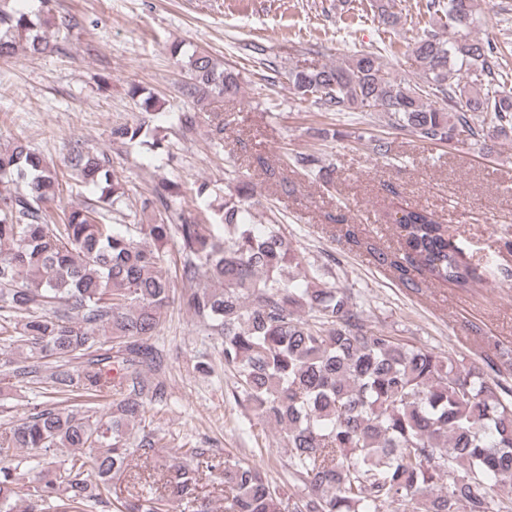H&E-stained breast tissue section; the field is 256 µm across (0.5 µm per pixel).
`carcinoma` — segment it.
Returning <instances> with one entry per match:
<instances>
[{
  "instance_id": "obj_1",
  "label": "carcinoma",
  "mask_w": 512,
  "mask_h": 512,
  "mask_svg": "<svg viewBox=\"0 0 512 512\" xmlns=\"http://www.w3.org/2000/svg\"><path fill=\"white\" fill-rule=\"evenodd\" d=\"M14 2L0 0V59L20 49L44 54L41 19ZM395 7L396 0H377L383 23L397 22ZM426 7L435 28L411 48L426 87L393 80L384 56L368 51L344 64L296 67L293 90L328 111L378 108L392 127L427 143L478 135L477 113L501 133L512 130V72L496 60L494 43L469 37L482 0H427ZM171 53L185 57L183 95L198 102L238 95V74L209 53L186 55L179 45ZM453 66L465 82L448 83ZM130 95L138 115L112 126V141L164 149L154 93L133 86ZM171 119L184 137L199 126L197 112ZM230 124L217 117L207 126L219 149ZM278 164L326 184L333 173L310 154H286ZM65 167L63 174L22 140L0 149V183L22 184L0 193V389L33 384L49 394L0 432V512H17L21 499L28 512H96L131 458L152 465L159 441L146 410L169 394L144 371L164 372L155 336L176 301L200 333L221 337L235 404L274 423L287 456L278 481L205 448L153 465L184 512H208L198 491L202 470L221 474L224 512H512V497L494 490L512 479L511 382L367 327L350 293L323 285L312 264L300 282L289 275L299 258L281 219L255 223L247 182L217 205L208 184L191 188L207 202L200 219L179 208L181 184L161 181L141 202L149 222L112 224L126 207V177L108 154L76 139ZM66 175L99 195L53 209ZM390 220L404 253L374 248L370 255L402 286L422 291L415 271L466 292L485 286L489 266L468 262L433 212L406 208ZM171 242L187 285L178 297L162 270ZM110 388L120 398L107 410L86 406ZM161 500L143 484L115 508L160 512Z\"/></svg>"
}]
</instances>
